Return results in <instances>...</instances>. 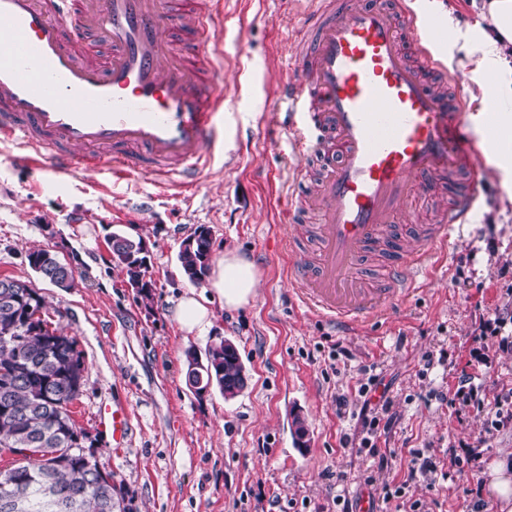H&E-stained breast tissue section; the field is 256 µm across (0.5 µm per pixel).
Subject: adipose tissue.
Instances as JSON below:
<instances>
[{
  "label": "adipose tissue",
  "mask_w": 512,
  "mask_h": 512,
  "mask_svg": "<svg viewBox=\"0 0 512 512\" xmlns=\"http://www.w3.org/2000/svg\"><path fill=\"white\" fill-rule=\"evenodd\" d=\"M483 26L480 46L462 42L458 47L462 74L472 81L471 97L480 104L494 103L499 147L496 154L503 167L512 166V0H479ZM209 291H185L174 308V319L183 332L191 333L210 324L213 313L208 294H216L225 308L249 304L260 285L257 266L238 252L220 256L209 275Z\"/></svg>",
  "instance_id": "1"
}]
</instances>
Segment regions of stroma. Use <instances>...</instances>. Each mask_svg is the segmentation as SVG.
<instances>
[{
    "mask_svg": "<svg viewBox=\"0 0 512 512\" xmlns=\"http://www.w3.org/2000/svg\"><path fill=\"white\" fill-rule=\"evenodd\" d=\"M220 51L174 37L176 53L216 61L224 96V148L192 189L167 190L148 175L120 182L104 170L74 179L19 166L0 146V277L32 282L55 326L75 336L85 365L73 417L96 440L133 512H342L368 492L380 512H468L487 489L489 465L512 453V422L494 424L495 399L512 395V179L493 156L479 155L483 180L459 233L433 277L385 319L353 334L290 297L282 275L289 225L278 201L289 167L319 168L293 155L287 139L248 141L288 109L276 96L288 78L293 43L284 35L301 0H223ZM212 230V256L248 255L261 274L255 299L236 311L211 296L212 322L187 334L172 318L190 288L180 245L197 225ZM143 237L154 303L144 307L111 261L110 231ZM43 247L73 265L61 290L38 279L29 250ZM233 341L246 368L245 388L227 399L196 395L185 382L189 348ZM343 354L334 355L335 346ZM375 376L393 419L373 440L391 455L378 472L361 441L360 384ZM474 396L450 407L462 376ZM346 399L337 412L338 399ZM118 404L132 431L110 446L98 425L102 405ZM308 430L295 442L293 418ZM436 458L438 473L408 480L410 453ZM405 485L383 501V484Z\"/></svg>",
    "mask_w": 512,
    "mask_h": 512,
    "instance_id": "stroma-1",
    "label": "stroma"
}]
</instances>
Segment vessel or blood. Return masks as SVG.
Returning a JSON list of instances; mask_svg holds the SVG:
<instances>
[{
  "instance_id": "vessel-or-blood-1",
  "label": "vessel or blood",
  "mask_w": 512,
  "mask_h": 512,
  "mask_svg": "<svg viewBox=\"0 0 512 512\" xmlns=\"http://www.w3.org/2000/svg\"><path fill=\"white\" fill-rule=\"evenodd\" d=\"M301 45L276 114L293 153L324 163L313 194H289L285 273L310 310L352 332L391 314L420 288L466 221L481 184L472 163L498 140L494 108L481 135L466 124L460 92L439 94L426 72L447 76L448 38L412 0H304ZM221 0H0V143L17 163L70 178L107 168L174 188L195 182L204 144L223 115L215 68L172 48L186 30L219 44ZM103 48L85 58L74 35ZM447 187L438 223L408 229L403 203L416 188ZM316 224L301 223L304 210ZM113 447L130 435L123 408L103 407Z\"/></svg>"
}]
</instances>
